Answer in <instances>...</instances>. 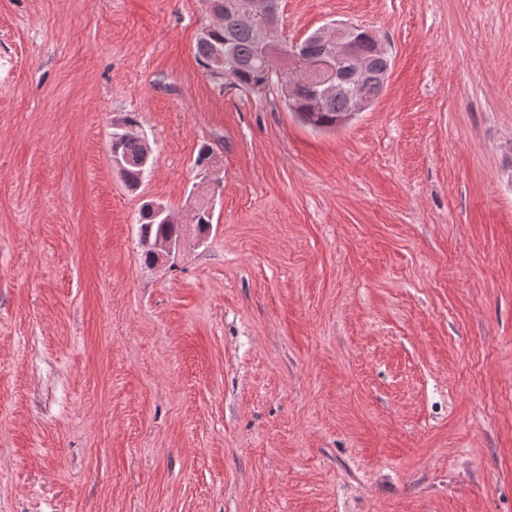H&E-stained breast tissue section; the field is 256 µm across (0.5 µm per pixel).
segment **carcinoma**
I'll use <instances>...</instances> for the list:
<instances>
[{
	"instance_id": "carcinoma-1",
	"label": "carcinoma",
	"mask_w": 512,
	"mask_h": 512,
	"mask_svg": "<svg viewBox=\"0 0 512 512\" xmlns=\"http://www.w3.org/2000/svg\"><path fill=\"white\" fill-rule=\"evenodd\" d=\"M230 42V47L238 67L231 73L232 84L247 88H267L273 84L270 74L265 67L261 52L252 29L248 24L236 20L232 15L224 17V23L213 26L205 36H198L194 53L196 60L203 68H208V62L213 53L224 48V41ZM388 62L379 58L373 62V76L366 85V95L377 98L383 91L384 81L381 74L387 69ZM317 89L306 84L299 92L296 100L297 111L304 114L305 120L321 130H331L341 114L350 109V102L344 96H334L322 103H317ZM143 146L138 134L119 126L112 131V156L123 162L121 173L128 187L135 189L141 183L146 173L142 166ZM140 245L143 248L144 263L149 267L158 264L160 256L151 249V243L162 236L172 240L178 239V224L157 215L153 208L146 205L140 211L139 219Z\"/></svg>"
}]
</instances>
